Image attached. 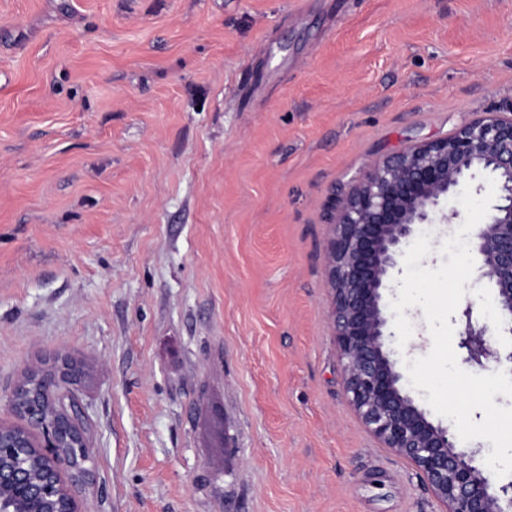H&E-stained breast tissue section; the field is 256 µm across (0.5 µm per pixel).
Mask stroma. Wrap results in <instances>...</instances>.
<instances>
[{
    "label": "stroma",
    "mask_w": 512,
    "mask_h": 512,
    "mask_svg": "<svg viewBox=\"0 0 512 512\" xmlns=\"http://www.w3.org/2000/svg\"><path fill=\"white\" fill-rule=\"evenodd\" d=\"M512 110V0H0V421L81 361L92 512H442L344 387L337 198Z\"/></svg>",
    "instance_id": "35a3bbf8"
}]
</instances>
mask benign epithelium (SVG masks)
Returning a JSON list of instances; mask_svg holds the SVG:
<instances>
[{
    "label": "benign epithelium",
    "mask_w": 512,
    "mask_h": 512,
    "mask_svg": "<svg viewBox=\"0 0 512 512\" xmlns=\"http://www.w3.org/2000/svg\"><path fill=\"white\" fill-rule=\"evenodd\" d=\"M481 174L498 194L471 247L494 291L489 324L462 311L463 362L512 364L489 337L512 335V113L485 112L444 139L421 141L379 160L338 200L326 257L330 319L351 405L384 448L422 475L443 512H512V483L495 486L476 451L431 422L401 384L387 348L395 337L381 308L389 273L404 257L418 224H432L442 201ZM80 364L64 359L34 369L7 397L19 425L0 423V512H87L73 485L90 475L88 416L80 402Z\"/></svg>",
    "instance_id": "1"
}]
</instances>
